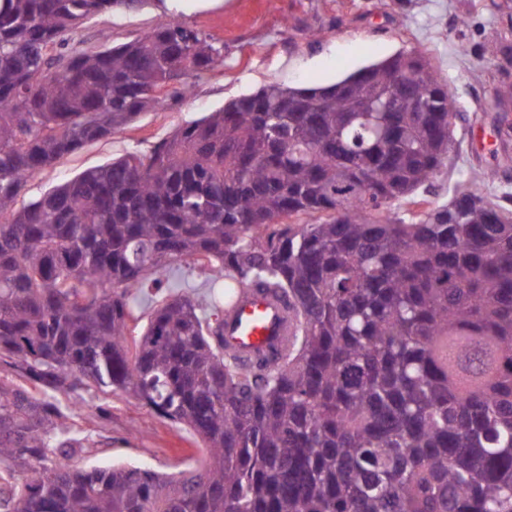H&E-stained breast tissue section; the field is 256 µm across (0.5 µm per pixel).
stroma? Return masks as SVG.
Returning <instances> with one entry per match:
<instances>
[{"instance_id": "stroma-1", "label": "stroma", "mask_w": 512, "mask_h": 512, "mask_svg": "<svg viewBox=\"0 0 512 512\" xmlns=\"http://www.w3.org/2000/svg\"><path fill=\"white\" fill-rule=\"evenodd\" d=\"M179 19L224 46V61L193 80L178 105L141 115L123 133L86 143L53 167L33 174L21 195L29 200L85 169L125 154L144 152L180 127L225 103L269 84L320 87L395 53L428 58L455 94V141L448 166L421 189L430 205L448 203L455 191L482 186L493 200L512 208V138L502 136L493 104L502 81L500 66L512 37V0H150L135 11L97 16L77 35L84 46L101 35L122 43ZM196 289L207 290L197 271L170 265L160 284L134 296L136 319L126 344L143 334L152 301ZM66 423L84 437L75 467L131 464L173 473L191 464L200 440L184 425L167 420L132 398L89 394L61 398Z\"/></svg>"}]
</instances>
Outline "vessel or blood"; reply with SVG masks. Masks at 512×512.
Segmentation results:
<instances>
[{
	"mask_svg": "<svg viewBox=\"0 0 512 512\" xmlns=\"http://www.w3.org/2000/svg\"><path fill=\"white\" fill-rule=\"evenodd\" d=\"M289 332L283 302L263 287L239 292L225 308L224 335L243 360L252 361L282 349Z\"/></svg>",
	"mask_w": 512,
	"mask_h": 512,
	"instance_id": "1",
	"label": "vessel or blood"
}]
</instances>
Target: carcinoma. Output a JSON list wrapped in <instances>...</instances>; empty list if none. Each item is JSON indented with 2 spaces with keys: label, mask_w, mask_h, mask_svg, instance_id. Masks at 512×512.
Returning a JSON list of instances; mask_svg holds the SVG:
<instances>
[{
  "label": "carcinoma",
  "mask_w": 512,
  "mask_h": 512,
  "mask_svg": "<svg viewBox=\"0 0 512 512\" xmlns=\"http://www.w3.org/2000/svg\"><path fill=\"white\" fill-rule=\"evenodd\" d=\"M143 2L0 0V512H512V210L418 197L456 109L423 57L267 85L18 206L223 62L176 19L64 52ZM173 260L285 298L286 347L242 362L193 292L125 346L130 296ZM78 390L189 427L199 466L74 467L57 396Z\"/></svg>",
  "instance_id": "1"
}]
</instances>
